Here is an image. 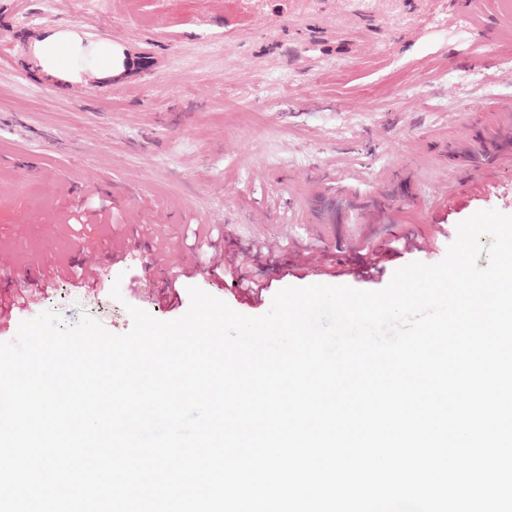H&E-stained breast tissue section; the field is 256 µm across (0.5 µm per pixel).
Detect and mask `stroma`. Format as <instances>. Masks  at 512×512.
<instances>
[{"label": "stroma", "mask_w": 512, "mask_h": 512, "mask_svg": "<svg viewBox=\"0 0 512 512\" xmlns=\"http://www.w3.org/2000/svg\"><path fill=\"white\" fill-rule=\"evenodd\" d=\"M62 26L123 46L124 71L42 75L29 45ZM506 97L503 0L466 21L456 0H0V249L15 263L0 276V342L50 310L123 334L128 306L174 320L193 287L257 317L288 286L379 290L438 263L461 221L512 215V166L473 197L480 169L440 156ZM197 235L220 259L250 254L261 300L202 264L174 287L147 263L160 240L185 254ZM87 236L107 245L92 282L75 272ZM329 257L346 272L298 271Z\"/></svg>", "instance_id": "35a3bbf8"}]
</instances>
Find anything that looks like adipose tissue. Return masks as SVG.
Wrapping results in <instances>:
<instances>
[{
    "label": "adipose tissue",
    "mask_w": 512,
    "mask_h": 512,
    "mask_svg": "<svg viewBox=\"0 0 512 512\" xmlns=\"http://www.w3.org/2000/svg\"><path fill=\"white\" fill-rule=\"evenodd\" d=\"M31 56L46 76L64 84L80 82L84 70L75 63L77 56L92 57V69L98 77L107 78L124 69L126 51L109 41L86 43L67 30L54 29L35 40Z\"/></svg>",
    "instance_id": "1"
}]
</instances>
